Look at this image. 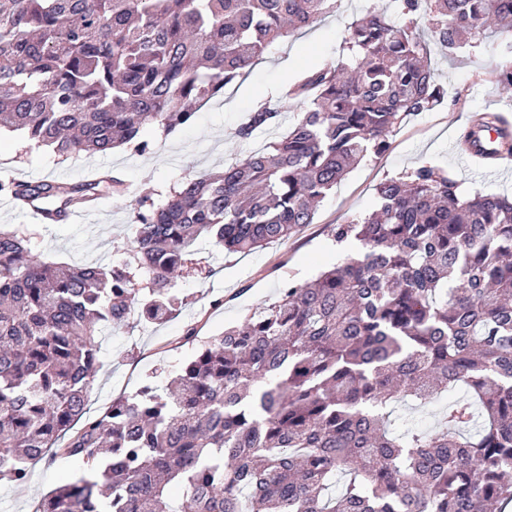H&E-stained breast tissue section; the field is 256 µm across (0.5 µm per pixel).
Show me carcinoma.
Masks as SVG:
<instances>
[{"mask_svg": "<svg viewBox=\"0 0 512 512\" xmlns=\"http://www.w3.org/2000/svg\"><path fill=\"white\" fill-rule=\"evenodd\" d=\"M338 0H0V129L66 161L168 136L278 39ZM353 20L336 60L280 91L307 101L265 148L132 207L120 263L62 268L0 229V481L58 451L82 461L34 512H491L512 504V197L465 193L421 165L376 187L336 239L361 251L290 283L209 340L167 383L84 414L104 330L177 310L173 278L208 240L250 252L313 223L317 205L446 89L431 60L495 37L512 95V0H391ZM264 104L242 142L280 126ZM498 118L474 116L471 151ZM90 181L5 188L64 210L123 192ZM465 388L439 426L395 433L392 407Z\"/></svg>", "mask_w": 512, "mask_h": 512, "instance_id": "1", "label": "carcinoma"}]
</instances>
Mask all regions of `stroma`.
<instances>
[{
  "label": "stroma",
  "instance_id": "1",
  "mask_svg": "<svg viewBox=\"0 0 512 512\" xmlns=\"http://www.w3.org/2000/svg\"><path fill=\"white\" fill-rule=\"evenodd\" d=\"M385 5L386 0H340L335 13L272 44L243 78L201 107L193 125L166 138L150 133V147L143 152L122 147L61 163L49 150L29 146L21 133L0 132V176L42 180L62 175L79 180L108 168L126 187L122 195L100 200V215L90 224H43L5 201L0 203V227L25 229L36 253L64 265L121 261L133 236L131 204L144 196L163 202L183 177L221 171L225 163L271 142L277 135L273 129L257 132L249 142L236 136L255 98L280 108L282 125H291L303 107L280 101V88L334 61L352 20ZM495 47L489 40L453 61L433 50L448 90L443 103L409 116L390 136L387 151L367 157L348 173L323 199L313 223L288 240L248 253H227L211 242H200L208 271L198 277L176 276L183 299L176 312L160 323L133 317L105 332L86 417L101 415L112 399L134 395L146 383L165 386L204 341L276 299L286 284L309 282L356 255L359 242L336 241L334 229L349 215L374 208L376 187L385 179L428 164L448 171L464 191L511 193L512 169L474 167L456 149L474 113L512 114V99L502 96L488 75ZM82 470L81 461L60 455L30 464L24 485L0 481V512H33L44 495Z\"/></svg>",
  "mask_w": 512,
  "mask_h": 512
}]
</instances>
